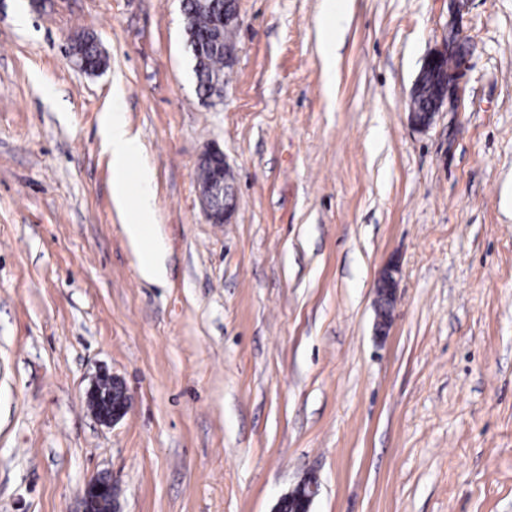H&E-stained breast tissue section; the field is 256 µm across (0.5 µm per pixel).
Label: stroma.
I'll list each match as a JSON object with an SVG mask.
<instances>
[{
	"label": "stroma",
	"instance_id": "1",
	"mask_svg": "<svg viewBox=\"0 0 512 512\" xmlns=\"http://www.w3.org/2000/svg\"><path fill=\"white\" fill-rule=\"evenodd\" d=\"M350 2L330 82L323 0H239L207 102L181 0L0 5V512H80L100 474L119 512H272L310 474L311 512H512V0H468L461 105L424 131L449 0ZM83 34L94 74L69 63ZM115 104L155 172L160 285L112 203ZM212 146L230 224L197 197ZM102 372L129 396L111 425ZM77 59L74 60L73 58ZM70 62L72 65L83 71L89 72L87 68L94 65H105V56L94 38L86 35L75 41L71 46ZM80 60V61H78ZM85 65H84V64ZM447 58V59H446ZM446 59V60H445ZM445 60L446 69H451L455 64V56L448 54V46L441 45L434 49L426 58L416 88L412 93L414 112H410V120L419 129H426L435 114L432 111L434 101L441 92V83L431 74L425 72L438 69ZM200 170L205 178H199ZM233 169L219 149H211L201 157L197 166L198 199L205 216L211 224H229L236 212V196L229 183ZM399 266L397 264L387 265L381 272L376 285V299H375V310L377 313V330L379 333H386L390 324V319H385L383 314L378 315L379 307L388 305L391 303L393 307L396 290L398 288ZM110 386L108 395L102 394V384ZM88 402L100 420L113 424L120 420L128 409V396L123 382L115 376L103 375L98 378L87 393Z\"/></svg>",
	"mask_w": 512,
	"mask_h": 512
}]
</instances>
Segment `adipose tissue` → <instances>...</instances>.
<instances>
[{
	"instance_id": "obj_1",
	"label": "adipose tissue",
	"mask_w": 512,
	"mask_h": 512,
	"mask_svg": "<svg viewBox=\"0 0 512 512\" xmlns=\"http://www.w3.org/2000/svg\"><path fill=\"white\" fill-rule=\"evenodd\" d=\"M347 15L345 0H325L318 43L327 70L335 68L336 35L343 28ZM100 134L103 150L109 157L112 201L124 218L125 234L136 249L143 275L160 278L161 244L154 232V198L150 191L154 171L142 161L139 135L119 108L103 112Z\"/></svg>"
}]
</instances>
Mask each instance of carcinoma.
<instances>
[{
    "label": "carcinoma",
    "mask_w": 512,
    "mask_h": 512,
    "mask_svg": "<svg viewBox=\"0 0 512 512\" xmlns=\"http://www.w3.org/2000/svg\"><path fill=\"white\" fill-rule=\"evenodd\" d=\"M222 7L221 0H215L214 10L196 12L188 19L186 28L190 49L197 52L199 70L196 74L197 93L205 99L220 97L224 92V54L212 43L214 11ZM71 57L86 66L105 65V56L94 38L86 35L71 46ZM441 92V83L431 74L423 75L412 93L414 111H432L434 101Z\"/></svg>",
    "instance_id": "cac0c4a2"
}]
</instances>
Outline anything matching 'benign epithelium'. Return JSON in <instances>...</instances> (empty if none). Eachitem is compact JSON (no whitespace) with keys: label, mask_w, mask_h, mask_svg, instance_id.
Wrapping results in <instances>:
<instances>
[{"label":"benign epithelium","mask_w":512,"mask_h":512,"mask_svg":"<svg viewBox=\"0 0 512 512\" xmlns=\"http://www.w3.org/2000/svg\"><path fill=\"white\" fill-rule=\"evenodd\" d=\"M466 6L465 0H450L448 30L458 33L456 56L458 65L448 71V91L446 98L436 101L438 110L447 103L452 107L458 104L461 80L468 69L467 35L459 25L457 17ZM239 24L238 0H226L224 11L214 17L213 27L222 32L226 25ZM448 58V48L440 46L426 58L422 72L437 69ZM197 170L204 172L205 178L197 179L198 199L205 216L211 224H228L236 212V196L233 195L229 179L233 169L219 149H211L201 157ZM399 266L387 265L381 272L376 285L375 307L381 308L395 301L398 288ZM88 402L100 420L113 424L120 420L128 409V396L123 382L115 376L103 375L98 378L87 393ZM114 483L110 477L97 476L89 480L83 489V512H117L116 498L113 497ZM317 481L313 476L304 477L292 490L282 495L273 512H283L285 502L301 505L296 512H311L312 502L317 494Z\"/></svg>","instance_id":"obj_1"}]
</instances>
